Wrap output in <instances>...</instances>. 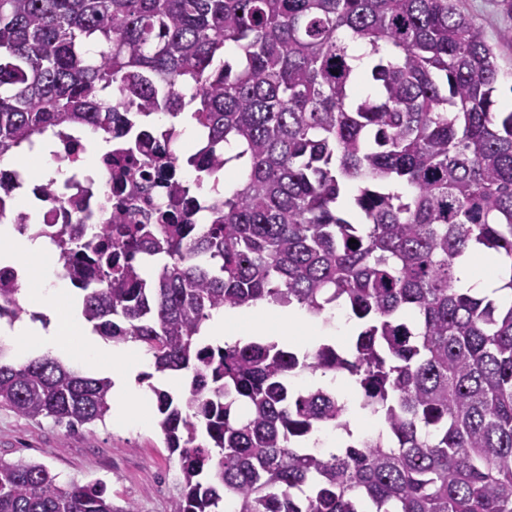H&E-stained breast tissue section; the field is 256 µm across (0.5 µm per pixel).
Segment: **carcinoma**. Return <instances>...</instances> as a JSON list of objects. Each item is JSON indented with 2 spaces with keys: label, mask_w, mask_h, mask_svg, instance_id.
Listing matches in <instances>:
<instances>
[{
  "label": "carcinoma",
  "mask_w": 512,
  "mask_h": 512,
  "mask_svg": "<svg viewBox=\"0 0 512 512\" xmlns=\"http://www.w3.org/2000/svg\"><path fill=\"white\" fill-rule=\"evenodd\" d=\"M501 69L454 0H0V162L66 130L120 141L143 165L175 125L206 138L170 201L144 224L51 231L82 315L158 373L151 387L178 454L170 512H512V110ZM139 103L113 105L118 94ZM232 162L238 186L194 211ZM358 244L349 247V239ZM492 253L499 287H457V262ZM0 277V319L25 312ZM261 301L321 317L343 304L349 348L213 345L215 310ZM358 389L354 406L316 372ZM112 381L0 346V406L69 428L105 423ZM382 420L354 434L349 414ZM322 429L348 437L316 451ZM0 512H137L101 483L0 460Z\"/></svg>",
  "instance_id": "carcinoma-1"
}]
</instances>
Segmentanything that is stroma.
Listing matches in <instances>:
<instances>
[{
	"mask_svg": "<svg viewBox=\"0 0 512 512\" xmlns=\"http://www.w3.org/2000/svg\"><path fill=\"white\" fill-rule=\"evenodd\" d=\"M484 31L503 73L499 96L512 92V0H456ZM0 459L45 464L60 482H101L116 505L137 512H170L179 493L178 457L157 423H112L68 429L46 417L29 421L0 407Z\"/></svg>",
	"mask_w": 512,
	"mask_h": 512,
	"instance_id": "35a3bbf8",
	"label": "stroma"
}]
</instances>
